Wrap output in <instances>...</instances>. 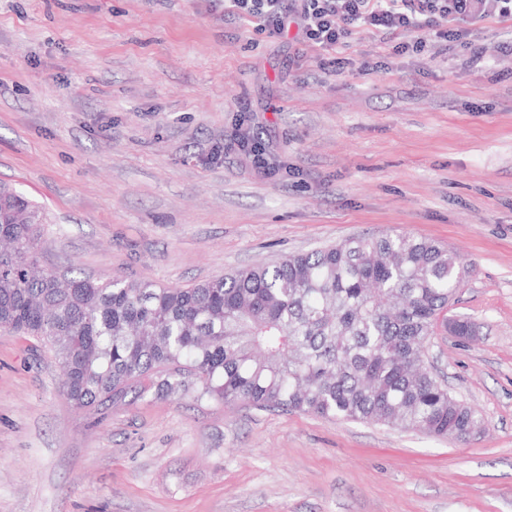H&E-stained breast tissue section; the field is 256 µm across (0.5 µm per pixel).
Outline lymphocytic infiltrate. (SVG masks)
I'll list each match as a JSON object with an SVG mask.
<instances>
[{
	"mask_svg": "<svg viewBox=\"0 0 512 512\" xmlns=\"http://www.w3.org/2000/svg\"><path fill=\"white\" fill-rule=\"evenodd\" d=\"M229 15L273 35L293 32L296 44L323 51L365 28L396 55H421L436 45L465 43L472 27L512 19V0H227Z\"/></svg>",
	"mask_w": 512,
	"mask_h": 512,
	"instance_id": "obj_1",
	"label": "lymphocytic infiltrate"
}]
</instances>
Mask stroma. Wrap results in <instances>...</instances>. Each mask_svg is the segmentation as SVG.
<instances>
[{"mask_svg":"<svg viewBox=\"0 0 512 512\" xmlns=\"http://www.w3.org/2000/svg\"><path fill=\"white\" fill-rule=\"evenodd\" d=\"M337 72L224 0H0V182L45 214L40 264L188 286L370 233L474 266L430 357L481 414L468 441L150 396L75 411L34 340L0 331V512H512V21ZM250 129L273 169L224 151Z\"/></svg>","mask_w":512,"mask_h":512,"instance_id":"obj_1","label":"stroma"}]
</instances>
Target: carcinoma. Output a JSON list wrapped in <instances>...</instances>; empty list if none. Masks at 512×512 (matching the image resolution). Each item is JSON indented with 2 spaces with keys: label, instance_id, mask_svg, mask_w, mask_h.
Here are the masks:
<instances>
[{
  "label": "carcinoma",
  "instance_id": "1",
  "mask_svg": "<svg viewBox=\"0 0 512 512\" xmlns=\"http://www.w3.org/2000/svg\"><path fill=\"white\" fill-rule=\"evenodd\" d=\"M42 224L0 185V330L49 348L77 411L153 390L438 439L483 425L425 357L472 270L438 242L360 235L181 287L39 271Z\"/></svg>",
  "mask_w": 512,
  "mask_h": 512
}]
</instances>
